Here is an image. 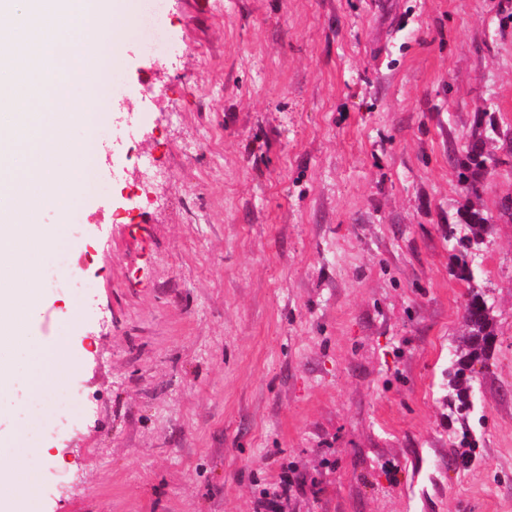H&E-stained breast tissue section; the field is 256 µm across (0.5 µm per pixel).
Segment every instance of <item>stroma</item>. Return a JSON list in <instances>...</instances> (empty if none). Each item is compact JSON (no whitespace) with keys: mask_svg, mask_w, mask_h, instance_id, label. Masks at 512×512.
I'll list each match as a JSON object with an SVG mask.
<instances>
[{"mask_svg":"<svg viewBox=\"0 0 512 512\" xmlns=\"http://www.w3.org/2000/svg\"><path fill=\"white\" fill-rule=\"evenodd\" d=\"M164 25L163 58L113 47L106 99L70 91L100 183L34 221L81 222L89 291L33 317L87 407L36 423L50 457L9 448L37 478L8 512H255L284 471L283 512H512V149L472 199L448 161L512 127V0H167ZM142 158L162 177L133 192ZM468 204L497 341L466 458L443 389Z\"/></svg>","mask_w":512,"mask_h":512,"instance_id":"35a3bbf8","label":"stroma"}]
</instances>
